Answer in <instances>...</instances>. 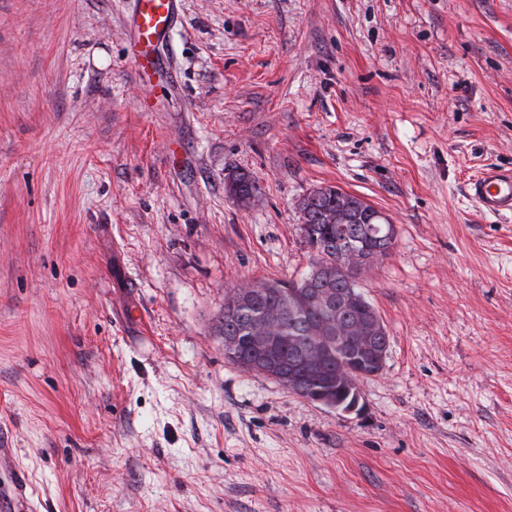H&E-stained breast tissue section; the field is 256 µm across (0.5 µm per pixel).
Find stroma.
<instances>
[{
	"label": "stroma",
	"instance_id": "obj_1",
	"mask_svg": "<svg viewBox=\"0 0 512 512\" xmlns=\"http://www.w3.org/2000/svg\"><path fill=\"white\" fill-rule=\"evenodd\" d=\"M134 2L0 0V512H512V0H181L148 85ZM324 184L396 229L353 413L224 358ZM468 192L484 213L512 215V169L486 166L468 184Z\"/></svg>",
	"mask_w": 512,
	"mask_h": 512
}]
</instances>
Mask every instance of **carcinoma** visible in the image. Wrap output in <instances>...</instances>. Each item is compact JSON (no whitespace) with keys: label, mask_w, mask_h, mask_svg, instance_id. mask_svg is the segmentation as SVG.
Listing matches in <instances>:
<instances>
[{"label":"carcinoma","mask_w":512,"mask_h":512,"mask_svg":"<svg viewBox=\"0 0 512 512\" xmlns=\"http://www.w3.org/2000/svg\"><path fill=\"white\" fill-rule=\"evenodd\" d=\"M237 188L246 198L257 190L255 179L246 172L235 173ZM301 230L311 251L308 271L297 279L288 281H258L235 287L224 304L222 329L226 336L239 337V348L244 354L255 359H274L288 370L294 371L302 380V389L294 394L311 400L319 390L340 393L343 388L342 376L350 366L346 348L337 342L326 343L327 353L323 370L308 369L300 356L314 333V328L330 319L328 308L316 297L321 293L342 300L352 292L358 302L339 309L343 322L350 326H368L380 318L374 305L360 289L356 269L349 279L329 277L322 268L336 260L349 246L364 252L365 257L380 259L393 248L395 228H389L388 236H370L367 229L375 223L373 206L364 198L344 191L335 185H323L310 191L299 203ZM342 216V223L332 219ZM251 296V302L242 308H231V303L243 295ZM292 309L284 312L276 335L285 337L271 348L259 350L250 345L254 323L269 309Z\"/></svg>","instance_id":"1"}]
</instances>
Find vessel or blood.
<instances>
[{"label": "vessel or blood", "mask_w": 512, "mask_h": 512, "mask_svg": "<svg viewBox=\"0 0 512 512\" xmlns=\"http://www.w3.org/2000/svg\"><path fill=\"white\" fill-rule=\"evenodd\" d=\"M180 0H136L127 41L128 54L137 81H144L171 65L160 53L169 31L175 25ZM470 196L484 213L512 215V169L487 166L468 185Z\"/></svg>", "instance_id": "b4317fda"}]
</instances>
